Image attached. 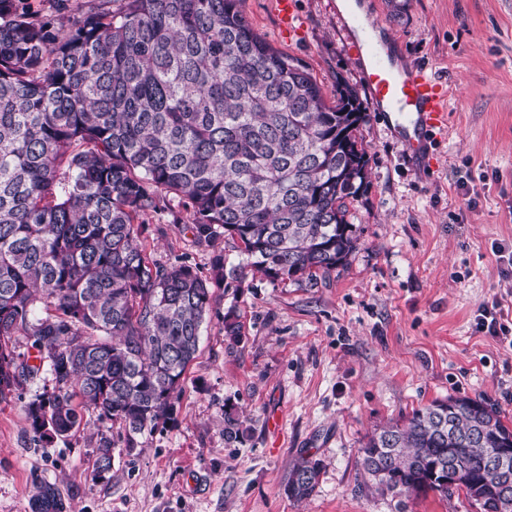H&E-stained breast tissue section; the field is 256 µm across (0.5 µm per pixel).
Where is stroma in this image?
<instances>
[{
  "instance_id": "1",
  "label": "stroma",
  "mask_w": 512,
  "mask_h": 512,
  "mask_svg": "<svg viewBox=\"0 0 512 512\" xmlns=\"http://www.w3.org/2000/svg\"><path fill=\"white\" fill-rule=\"evenodd\" d=\"M281 32L275 0H243L255 32L300 58L334 98L360 88L336 0H294ZM358 0L395 56L450 90L448 129L429 164H410L375 112L360 127L370 186L350 209L359 241L348 264L318 287L272 285L256 272L215 286L199 352L175 404L176 421L143 435L93 411L69 436L40 441L27 404L49 375L0 402V512H30L52 483L67 512H395L368 491L359 466L368 434L448 397L483 398L512 427V341L476 329L478 309L512 299V0ZM142 242L159 262L209 272L215 252L238 263L236 241L199 247L179 224L148 222ZM236 308L243 339L222 317ZM243 416V439H224V410ZM116 439L109 479L93 476L101 437ZM320 460L314 493L285 488L294 462Z\"/></svg>"
}]
</instances>
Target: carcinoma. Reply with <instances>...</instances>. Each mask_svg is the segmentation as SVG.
Returning a JSON list of instances; mask_svg holds the SVG:
<instances>
[{
	"mask_svg": "<svg viewBox=\"0 0 512 512\" xmlns=\"http://www.w3.org/2000/svg\"><path fill=\"white\" fill-rule=\"evenodd\" d=\"M60 25L0 0V402L45 372L27 405L32 432L68 435L92 409L127 448L174 420L215 283L246 267L272 284L315 288L357 248L349 205L369 186L358 137L367 113L336 80V101L299 58L259 37L240 0H54ZM186 223L199 246L230 237L247 265L161 264L140 241L146 218ZM224 336L242 339L236 310ZM25 336L34 355L16 352ZM35 363H30V360ZM240 416L224 410V437ZM512 438L484 399L448 397L367 437L360 466L395 512L422 491L458 490L480 512H512V467L490 453ZM103 437L94 473L112 471ZM466 470L448 481V460ZM390 469L377 477L375 465ZM303 458L286 493L315 491ZM31 512H64L50 483Z\"/></svg>",
	"mask_w": 512,
	"mask_h": 512,
	"instance_id": "carcinoma-1",
	"label": "carcinoma"
}]
</instances>
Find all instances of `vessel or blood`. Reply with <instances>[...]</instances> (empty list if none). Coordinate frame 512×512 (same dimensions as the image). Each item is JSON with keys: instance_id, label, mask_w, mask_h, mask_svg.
<instances>
[{"instance_id": "obj_1", "label": "vessel or blood", "mask_w": 512, "mask_h": 512, "mask_svg": "<svg viewBox=\"0 0 512 512\" xmlns=\"http://www.w3.org/2000/svg\"><path fill=\"white\" fill-rule=\"evenodd\" d=\"M352 24L361 31L355 60L375 110L392 123L405 157L428 158L433 139L447 127L446 85L423 70L388 62L386 44L366 17H355Z\"/></svg>"}]
</instances>
